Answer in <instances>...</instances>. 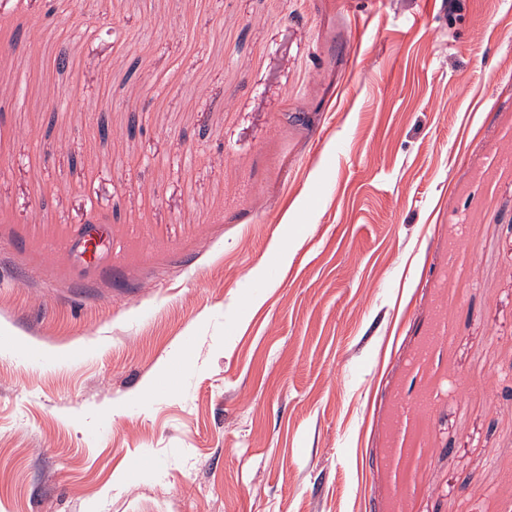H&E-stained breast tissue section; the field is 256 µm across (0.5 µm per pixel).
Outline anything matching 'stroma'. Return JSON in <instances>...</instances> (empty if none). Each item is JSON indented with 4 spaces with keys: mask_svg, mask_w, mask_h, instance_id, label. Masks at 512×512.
I'll use <instances>...</instances> for the list:
<instances>
[{
    "mask_svg": "<svg viewBox=\"0 0 512 512\" xmlns=\"http://www.w3.org/2000/svg\"><path fill=\"white\" fill-rule=\"evenodd\" d=\"M495 150L512 0H0V512H386L439 235L464 259L406 512H512ZM93 215L122 255L82 256Z\"/></svg>",
    "mask_w": 512,
    "mask_h": 512,
    "instance_id": "35a3bbf8",
    "label": "stroma"
}]
</instances>
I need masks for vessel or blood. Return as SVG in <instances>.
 I'll use <instances>...</instances> for the list:
<instances>
[{
  "instance_id": "vessel-or-blood-1",
  "label": "vessel or blood",
  "mask_w": 512,
  "mask_h": 512,
  "mask_svg": "<svg viewBox=\"0 0 512 512\" xmlns=\"http://www.w3.org/2000/svg\"><path fill=\"white\" fill-rule=\"evenodd\" d=\"M433 324L424 334L414 356L407 361V375L418 377L435 356L439 347L449 338L448 313L440 306H433ZM434 402L423 389L395 393L389 417L391 433L387 467L395 485V498L391 512H403V496L410 489L414 462L429 447L424 419L433 413Z\"/></svg>"
}]
</instances>
